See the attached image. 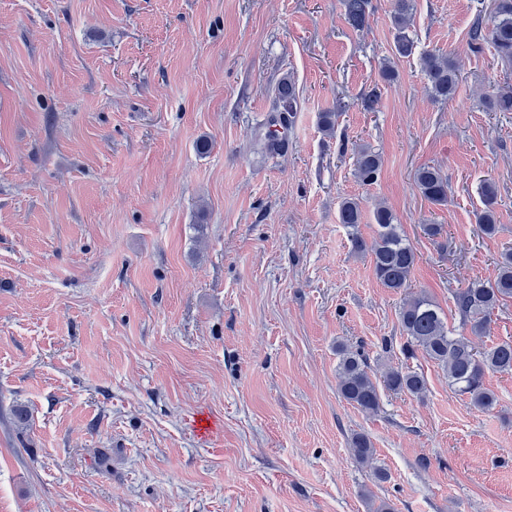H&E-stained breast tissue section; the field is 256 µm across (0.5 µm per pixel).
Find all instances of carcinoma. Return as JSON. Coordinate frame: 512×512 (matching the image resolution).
Here are the masks:
<instances>
[{
	"label": "carcinoma",
	"instance_id": "1",
	"mask_svg": "<svg viewBox=\"0 0 512 512\" xmlns=\"http://www.w3.org/2000/svg\"><path fill=\"white\" fill-rule=\"evenodd\" d=\"M344 15L354 29L365 27L372 0H342ZM410 0H396L394 10L395 52L407 57L415 52L416 41L409 33ZM469 45L481 51L489 44L502 61L512 64V0H492L490 19L477 14L468 32ZM424 73L430 83L431 93L440 100L449 99L455 92L459 80V69L449 57L433 52L421 54ZM298 92L295 83L284 77L275 86L271 116L267 125L289 127L298 112ZM490 112H512V89L498 88L484 99ZM260 152L273 158L288 146L285 137L278 131H267L256 136ZM381 169V156L368 146L361 147L356 154L355 173L366 185L374 183ZM415 182L421 195L433 204L448 201V179L435 166H423L415 174ZM483 209L478 215L481 231L492 236L497 232L496 208L498 191L491 182L481 186ZM375 237L371 248L358 235L363 211L360 201L346 198L340 206V222L351 228L353 250L358 255L369 254L376 279L392 291L409 286L412 271L417 263V253L405 237L402 225L397 223L393 212L377 205L373 212ZM512 298V252L501 254L499 273L492 283L474 280L465 288L452 292L453 305L459 316V326L448 328L445 313L424 296L408 299L399 310V323L406 336V351L409 355L421 352L424 357L441 366L448 375V386L458 395L469 399L470 404L480 410L492 409L497 398L485 387L486 373L512 374V343L503 341L478 352L472 346L471 337L487 333L491 315L502 300ZM338 391L349 404L363 412H375L380 407L379 386L373 380L369 357L360 351H350L344 345L336 348ZM383 386L391 391L420 396L426 388L423 374L412 370L392 369L385 373ZM352 455L360 463L375 456L370 439L358 435L352 441Z\"/></svg>",
	"mask_w": 512,
	"mask_h": 512
}]
</instances>
